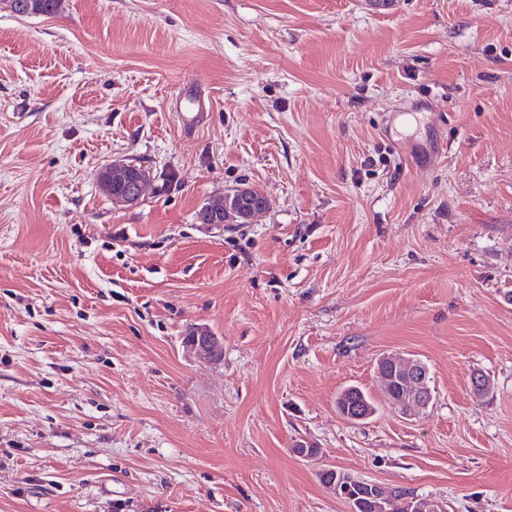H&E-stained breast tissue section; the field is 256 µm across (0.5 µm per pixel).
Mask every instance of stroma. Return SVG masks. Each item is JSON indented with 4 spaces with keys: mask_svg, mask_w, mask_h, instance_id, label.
I'll list each match as a JSON object with an SVG mask.
<instances>
[{
    "mask_svg": "<svg viewBox=\"0 0 512 512\" xmlns=\"http://www.w3.org/2000/svg\"><path fill=\"white\" fill-rule=\"evenodd\" d=\"M243 184L254 223L197 222ZM330 467L512 512V0L0 7V512H349ZM98 177L107 186L112 195V181L115 182L116 193L112 199L116 203L132 205L137 203L144 195L148 186L147 177L137 174L134 165L125 162L113 161L100 170ZM190 332L187 340L184 338L186 346L201 359L218 364L223 358V340L206 327H196ZM381 361L393 367L392 378L385 375L382 378L387 392L390 391L391 381L399 383L398 388L393 385L394 390L399 391V398L392 404L399 408L403 415L411 416L417 409L428 407L433 395L429 387V371L423 362L403 357H383ZM359 390L362 391L358 387H349L343 391L345 395L347 394V398L345 399L344 395L339 397V400H341V401L347 400V403H350L349 408L352 406V404H354L358 401L356 403V404H358V407H356L355 410L352 409L349 412L346 409L345 413H344V417L353 423H359L364 420H367L374 414V413H372L371 408L364 401H359L360 396H361ZM347 391H349V392L347 393ZM364 395L366 396L369 403L372 405L373 409L376 410L375 405L373 404L371 398L366 393H364Z\"/></svg>",
    "mask_w": 512,
    "mask_h": 512,
    "instance_id": "35a3bbf8",
    "label": "stroma"
}]
</instances>
